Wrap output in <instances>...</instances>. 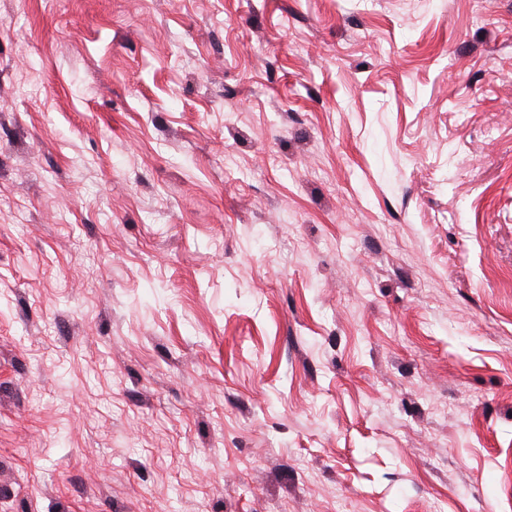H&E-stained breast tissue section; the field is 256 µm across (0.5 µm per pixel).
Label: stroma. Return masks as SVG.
<instances>
[{
    "instance_id": "35a3bbf8",
    "label": "stroma",
    "mask_w": 512,
    "mask_h": 512,
    "mask_svg": "<svg viewBox=\"0 0 512 512\" xmlns=\"http://www.w3.org/2000/svg\"><path fill=\"white\" fill-rule=\"evenodd\" d=\"M0 512H512V0H0Z\"/></svg>"
}]
</instances>
